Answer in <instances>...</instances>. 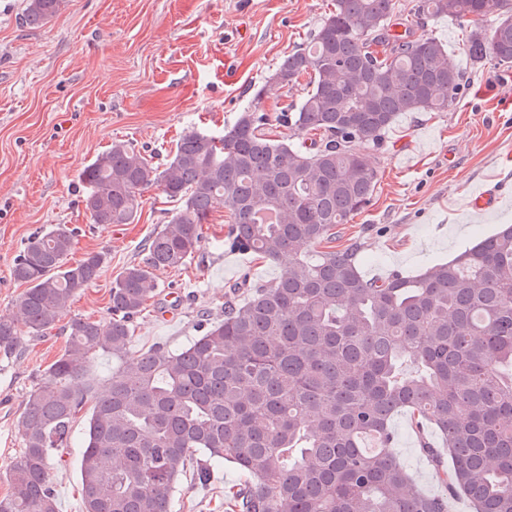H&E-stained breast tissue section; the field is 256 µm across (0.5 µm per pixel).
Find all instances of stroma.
Wrapping results in <instances>:
<instances>
[{"label":"stroma","instance_id":"1","mask_svg":"<svg viewBox=\"0 0 512 512\" xmlns=\"http://www.w3.org/2000/svg\"><path fill=\"white\" fill-rule=\"evenodd\" d=\"M25 0H0V315L24 291L12 262L31 231L79 227L72 254L104 251L108 264L75 297L67 317L108 315L114 278L138 262L146 239L163 229L173 205L157 187L144 191L138 223L92 224L82 203L83 168L112 142L164 163L185 131L217 132L253 101L270 71L305 42L333 0H65L42 27L22 26ZM424 31L438 38L464 73L465 92L449 112H406L368 155L379 171L374 199L340 229L362 243L369 279L396 270L414 275L451 259L467 243L512 224V68L473 65L463 51L467 29L443 16ZM495 198L471 208L476 191ZM223 213L190 265L160 272L161 288L136 323L130 352L162 343L179 350L198 336L200 319L224 316V301L242 278L267 282L282 264L216 248ZM66 334L25 337L21 351L0 356V497L23 446L19 417L28 394L65 348ZM86 421L74 427L66 463L50 472L59 512H80L79 451ZM392 452L423 492L441 486L420 448L441 446L435 429L417 435L407 414L394 416ZM233 463L200 485L182 481L171 512H224L225 489L243 484Z\"/></svg>","mask_w":512,"mask_h":512}]
</instances>
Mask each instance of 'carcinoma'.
Listing matches in <instances>:
<instances>
[{
    "mask_svg": "<svg viewBox=\"0 0 512 512\" xmlns=\"http://www.w3.org/2000/svg\"><path fill=\"white\" fill-rule=\"evenodd\" d=\"M63 2L26 0L21 23L43 26ZM334 2L223 131H187L161 166L116 141L83 168L94 224L137 223L149 185L178 207L112 281L109 317L71 319L64 353L26 400L0 512H58L49 471L85 411L81 512H171L184 477L205 483L226 461L247 476L226 494L233 512H448L459 493L473 512H512V225L412 277L368 280L360 244H336V228L373 201L365 152L403 112L454 108L462 72L435 37L394 29L395 0ZM413 11L494 21L470 31L465 53L512 67V0H416ZM303 77L299 104L265 112L269 91ZM221 210V245L286 257L283 272L242 282L243 304L233 287L224 319L185 348L129 353L157 272L187 265ZM76 236L39 227L14 257L26 289L17 315L0 316V353L22 347L21 323L48 334L99 279L107 254L70 262ZM101 356L118 366L99 393L89 369ZM401 410L418 436L428 424L443 434L449 466L420 443L448 496L422 492L390 451Z\"/></svg>",
    "mask_w": 512,
    "mask_h": 512,
    "instance_id": "obj_1",
    "label": "carcinoma"
}]
</instances>
